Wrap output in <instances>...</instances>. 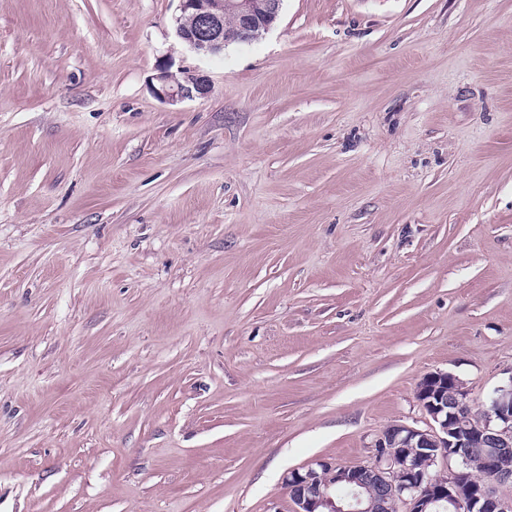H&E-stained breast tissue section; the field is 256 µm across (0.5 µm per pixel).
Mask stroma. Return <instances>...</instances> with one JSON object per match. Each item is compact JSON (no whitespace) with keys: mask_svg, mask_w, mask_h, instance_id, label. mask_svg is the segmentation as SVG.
Returning a JSON list of instances; mask_svg holds the SVG:
<instances>
[{"mask_svg":"<svg viewBox=\"0 0 512 512\" xmlns=\"http://www.w3.org/2000/svg\"><path fill=\"white\" fill-rule=\"evenodd\" d=\"M179 14L0 0V512H293L424 375L512 378V0ZM177 36L196 54H216L224 38L250 43L277 20L283 0H179ZM228 18L225 22V18ZM156 80L154 94L167 102L177 103L195 96H203L208 90V80L197 69L187 66L178 68L177 73L171 71V66L158 68L153 78Z\"/></svg>","mask_w":512,"mask_h":512,"instance_id":"35a3bbf8","label":"stroma"}]
</instances>
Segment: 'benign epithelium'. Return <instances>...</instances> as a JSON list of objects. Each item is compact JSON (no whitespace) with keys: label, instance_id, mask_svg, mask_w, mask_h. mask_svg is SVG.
Instances as JSON below:
<instances>
[{"label":"benign epithelium","instance_id":"1","mask_svg":"<svg viewBox=\"0 0 512 512\" xmlns=\"http://www.w3.org/2000/svg\"><path fill=\"white\" fill-rule=\"evenodd\" d=\"M283 0H180L177 36L196 54L224 49V20H236L237 40L250 43L277 20ZM154 94L177 103L208 90V80L194 68H158ZM416 398L433 421L426 429L388 426L373 444L369 462L336 466L317 460L288 472L285 483L294 512H512V500L497 488L512 484L502 467L512 455V380L481 404L483 418L458 417L466 402L464 382L454 373L435 371L417 385ZM475 448L487 449L485 469L492 481L481 482L464 470ZM440 469V474L432 468Z\"/></svg>","mask_w":512,"mask_h":512}]
</instances>
